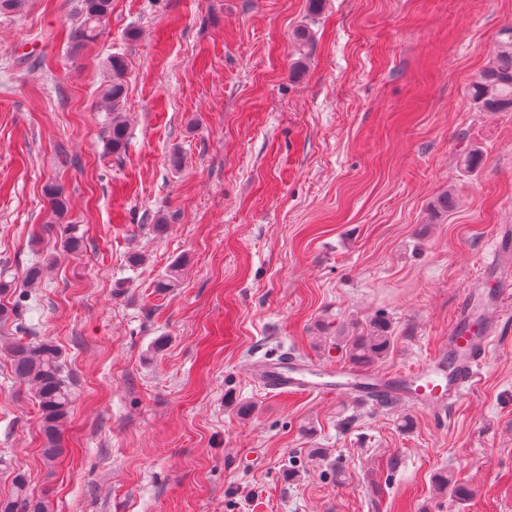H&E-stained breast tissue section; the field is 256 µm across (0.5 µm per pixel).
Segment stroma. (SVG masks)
<instances>
[{
    "mask_svg": "<svg viewBox=\"0 0 512 512\" xmlns=\"http://www.w3.org/2000/svg\"><path fill=\"white\" fill-rule=\"evenodd\" d=\"M79 5L0 17V266L26 288L48 265L0 321V497L15 469L49 512H512V329L441 423L272 394L256 373L285 353L348 364L342 337L377 317L392 344L376 372L411 370L447 336L490 235L512 226V112L467 96L512 0H112L76 51ZM115 53L116 154L100 96ZM467 145L483 154L473 172ZM51 181L81 252L48 220ZM177 261L178 286L156 292ZM21 336L64 355L72 407L52 467L5 351ZM445 472L469 499L438 488ZM311 40V33L306 27L297 28L293 33L295 49L299 55L293 66V72L295 75H300L305 72V63L308 58V48L311 45ZM106 80L102 88V99L107 103L112 118L106 129V145L112 153H119L128 140L129 126L123 112L126 96V59L117 54L108 57L104 63Z\"/></svg>",
    "mask_w": 512,
    "mask_h": 512,
    "instance_id": "obj_1",
    "label": "stroma"
}]
</instances>
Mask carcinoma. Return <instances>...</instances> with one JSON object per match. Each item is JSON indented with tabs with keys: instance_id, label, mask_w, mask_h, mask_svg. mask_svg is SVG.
Returning <instances> with one entry per match:
<instances>
[{
	"instance_id": "cac0c4a2",
	"label": "carcinoma",
	"mask_w": 512,
	"mask_h": 512,
	"mask_svg": "<svg viewBox=\"0 0 512 512\" xmlns=\"http://www.w3.org/2000/svg\"><path fill=\"white\" fill-rule=\"evenodd\" d=\"M112 12V0H81L79 24L72 28L69 40L72 48L80 49L93 42L102 33ZM507 39L500 41L488 67L467 89V95L480 110L487 112H512V31L505 32ZM312 36L305 27L296 29L293 41L298 59L293 72H305L308 48ZM106 80L102 88V99L107 103L112 118L106 129V145L118 153L125 148L129 126L123 112L126 96V59L117 54L106 59ZM52 219L61 221L67 213V198L60 186L50 183L44 188ZM183 264L173 263L161 277L156 288L165 292L176 286ZM391 337L385 321L374 320L367 335L351 336L347 340L350 360L366 365L382 356L390 347ZM11 371L14 376L35 390V399L41 412L43 434L42 456L46 464L52 466L62 456V430L71 409L72 397L63 379L64 358L61 349L49 339H39L10 343L7 347ZM13 493L0 498V512H47L42 501H34L27 494V478L21 472L12 478Z\"/></svg>"
}]
</instances>
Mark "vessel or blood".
Instances as JSON below:
<instances>
[{
    "instance_id": "b4317fda",
    "label": "vessel or blood",
    "mask_w": 512,
    "mask_h": 512,
    "mask_svg": "<svg viewBox=\"0 0 512 512\" xmlns=\"http://www.w3.org/2000/svg\"><path fill=\"white\" fill-rule=\"evenodd\" d=\"M511 315L512 227H504L492 236L482 270L466 289L447 339L417 368L385 375L353 365L313 367L275 357L263 362L261 382L273 393L351 396L438 414L471 388Z\"/></svg>"
}]
</instances>
